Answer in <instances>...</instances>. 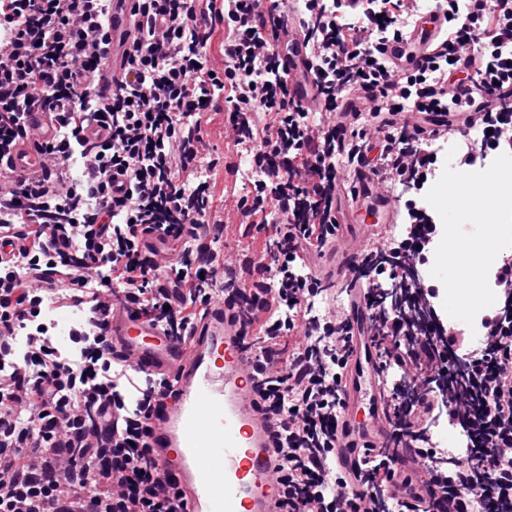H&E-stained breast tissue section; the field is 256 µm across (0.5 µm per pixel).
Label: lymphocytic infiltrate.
<instances>
[{"label":"lymphocytic infiltrate","instance_id":"obj_1","mask_svg":"<svg viewBox=\"0 0 512 512\" xmlns=\"http://www.w3.org/2000/svg\"><path fill=\"white\" fill-rule=\"evenodd\" d=\"M110 10L111 0H0V158L27 136L26 112L57 125L52 166L12 173L0 192V234L50 231L0 262V350L9 332L33 330L24 363L0 367V512H179L148 444L155 386L113 353L104 298L133 304L179 339L193 307L223 295L212 260L224 250L209 191L215 163L194 148L204 112L222 99L234 140L256 146L239 212L246 224L260 217L266 261L237 309L253 391L282 424L281 512H431L407 497L421 473L444 476L461 512L475 496L490 512H512V257L495 267L497 301L475 344L423 277L437 227L418 216L441 166L434 142H453L463 169L512 154V0H478L466 15L447 0L437 52L398 78L380 47L408 23L404 0H361L356 12L345 0H138L126 72L103 104L88 75L108 56ZM292 18L314 50V110L295 101L274 42ZM219 24L225 68L214 75L206 47ZM361 89L376 103L357 111ZM92 125L107 137L89 139ZM75 156L77 183L67 167ZM352 161L400 189L403 232L374 241L339 284L319 268ZM149 234L170 246L167 264ZM182 289L186 307L170 298ZM355 299L367 310L391 433L360 454L354 487L337 476L334 448ZM44 301L85 310L93 343L57 360L33 328ZM444 423L459 447L434 442ZM407 444L418 460L405 474L393 450Z\"/></svg>","mask_w":512,"mask_h":512}]
</instances>
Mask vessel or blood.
<instances>
[{
  "label": "vessel or blood",
  "mask_w": 512,
  "mask_h": 512,
  "mask_svg": "<svg viewBox=\"0 0 512 512\" xmlns=\"http://www.w3.org/2000/svg\"><path fill=\"white\" fill-rule=\"evenodd\" d=\"M135 0H112L107 27L110 59L96 79L106 92L121 75L131 47V15ZM444 15L427 12L411 33L385 43L383 52L395 74L422 66L440 33ZM276 40L288 46L284 67L291 85L310 81L312 51L298 28L279 29ZM16 170L29 172L45 162L28 142L13 148ZM361 246L340 244L331 258L332 280L350 278ZM108 337L115 354L132 368L161 380L151 401L148 438L163 481L179 492L182 512H280L281 489L275 478L278 457L273 446L277 427L259 408L250 386L252 360L241 347L238 312L228 299L207 305L186 340L178 341L138 317L127 305L114 304ZM342 420L336 444V468L353 477L362 446L384 441L390 433L386 397L376 384L375 360L354 337L341 379ZM418 494L436 512H457L432 482Z\"/></svg>",
  "instance_id": "b4317fda"
}]
</instances>
